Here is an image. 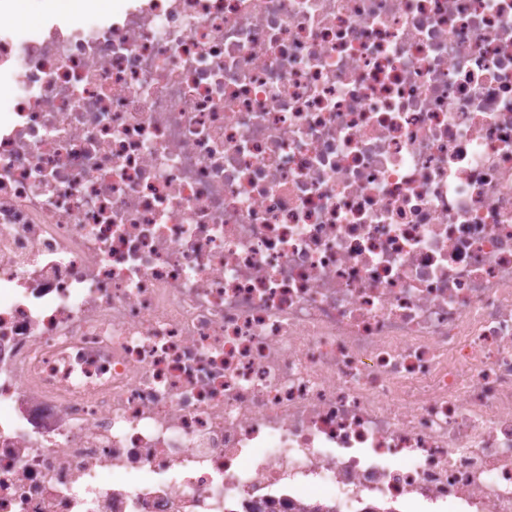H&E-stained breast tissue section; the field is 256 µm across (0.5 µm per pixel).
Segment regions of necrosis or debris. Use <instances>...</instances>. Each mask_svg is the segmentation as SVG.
<instances>
[{
	"mask_svg": "<svg viewBox=\"0 0 512 512\" xmlns=\"http://www.w3.org/2000/svg\"><path fill=\"white\" fill-rule=\"evenodd\" d=\"M18 2L0 512H512V0Z\"/></svg>",
	"mask_w": 512,
	"mask_h": 512,
	"instance_id": "obj_1",
	"label": "necrosis or debris"
}]
</instances>
